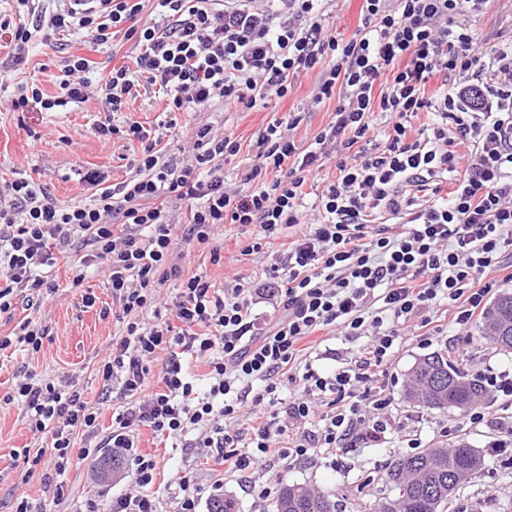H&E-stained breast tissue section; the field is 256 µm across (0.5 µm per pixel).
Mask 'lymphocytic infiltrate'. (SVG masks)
Returning <instances> with one entry per match:
<instances>
[{"label": "lymphocytic infiltrate", "mask_w": 512, "mask_h": 512, "mask_svg": "<svg viewBox=\"0 0 512 512\" xmlns=\"http://www.w3.org/2000/svg\"><path fill=\"white\" fill-rule=\"evenodd\" d=\"M318 2L153 0L154 15L146 18L143 0H59L48 29L96 45L121 32L140 52L95 88L87 59L70 56L59 70L58 94L21 84L11 100L17 112L33 103L53 112L95 90L107 111L119 112L138 88L156 86L171 112H207L218 99L248 112L287 96L297 75L314 71L313 105L337 100L311 146L292 136L300 114L268 123L246 193L224 180L238 141L208 123L195 127L189 147L169 155L140 122H100L98 134L138 141L140 151L135 177L116 187L85 173L97 189L87 204L61 205L46 186L25 178L0 182V314L15 300L55 294L58 259L82 246L103 268L114 316L125 326L98 368L104 386L129 399L112 419L108 444L130 460L134 488L113 499L112 512H158L157 462L138 449L142 427L190 448L223 449L243 477L274 458L380 441L391 401L374 387V368L388 365L405 332L429 324L441 305L467 328L489 292L476 279L512 247V42L488 46L476 36L473 24L488 0H362V25L346 40L329 29ZM377 113L388 131L372 148ZM422 114L426 122L413 126ZM330 160L336 177L321 194V211L303 221L304 187ZM436 177L451 186L442 201L400 205L406 183L426 187ZM180 204L188 238L200 245L225 224H255L267 238L290 228L297 235L262 288L219 290L185 276L173 257L170 211ZM385 210L403 225L399 236L373 231L372 217ZM170 281L179 285L173 312L141 323L140 313L157 306ZM256 297L278 309L272 323L252 317ZM331 327L367 337L364 355L328 376L306 370L304 395L288 402L283 423L258 428L241 446L233 424L246 402L275 401L300 341ZM189 356L205 360L207 391L188 373ZM157 358L160 385L149 392L145 381ZM316 396L330 397L331 409L309 433L303 426L315 414ZM15 398L32 432L49 434L52 448L25 461L44 470L54 497H62L76 435H85L86 454L99 450L98 410L69 375L54 382L25 374Z\"/></svg>", "instance_id": "1"}]
</instances>
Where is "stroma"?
<instances>
[{
  "label": "stroma",
  "instance_id": "1",
  "mask_svg": "<svg viewBox=\"0 0 512 512\" xmlns=\"http://www.w3.org/2000/svg\"><path fill=\"white\" fill-rule=\"evenodd\" d=\"M51 47L31 53L20 66L12 64V49L7 39L0 38V64L13 66L16 83H37L45 94L58 91L55 77L62 57L78 55L88 59L89 79L104 83L112 68L130 63L134 54L131 41L116 35L104 45L80 42L68 35L50 37ZM317 76L313 73L296 78L291 93L283 99H272L267 107L249 112L215 103L208 112H177L166 110L167 100L161 93L139 95L131 99L124 112L114 115L117 125L137 121L156 129L163 145L176 150L177 137L192 132L198 124L209 122L215 128L232 133L240 144L236 157L224 165L229 181L241 182L253 165L256 141L272 117L287 118L289 113H302L303 119L294 130L296 141L311 143L316 134L331 120L335 100L312 106ZM14 90L0 88V176L34 180L50 187L62 204L89 202L92 186L82 182L79 174L97 171L105 175L107 184L115 185L136 175L131 161L139 145L118 136L105 137L95 131L106 114L100 98L68 107L59 112H46L38 107L16 112L11 107ZM175 129H168V121ZM174 246L181 256L185 275H199L216 287L235 284L258 286L276 257L288 246L287 234L263 240L259 251L240 256L243 247L252 244L254 226L228 224L221 229L217 243L224 254L222 263H214L209 248L189 243L186 239L184 209H175ZM68 264L57 271L59 290L42 304L27 306L18 301L14 311L0 316V336L16 333L25 320L46 327L47 334L39 352L15 349L0 351V512H15L20 501H28L32 512H78L85 503H96L100 512H107L113 497L123 494L131 479L132 466L120 461L115 467L103 465L96 456L73 458L68 471L65 495L52 500L45 490L42 472H28L24 448L38 449L50 444L49 435L33 436L21 406L10 395L18 374L31 372L45 380L62 374L79 379L83 398L96 405L97 435L106 437L112 430V415L122 410L126 401L119 391H106L98 368L108 358L112 343L123 333V326L111 315L112 292L99 266L87 270L84 288H92L96 296L93 307L82 301L84 288L68 287ZM480 322L459 329L451 312L432 314L431 322L416 327L414 335L404 337L395 359L383 367L378 384L391 399L390 427L385 438L364 448H315L305 457L292 461H274L255 471L250 479L225 471L215 449L173 447L171 441L155 436L150 429H141L137 443L140 451L154 455L157 476L154 490L159 512H175L181 496L174 482L177 473L192 476L201 495L198 512H210L213 493L232 499L235 512H272V500H263L250 490L251 485L307 484L335 494L343 512H372L389 490L381 475L390 460L408 454V441L417 438L420 447L446 446L460 436L485 453L483 471L476 474L460 492V505L465 512H507L512 507V468L500 458L490 456V445L497 437L495 426H474L467 423L463 412L453 409H429L408 403L404 390L408 373L417 359L459 343L465 349L462 360L470 374L483 376L488 371H512V351H502L482 338ZM367 340L348 338L333 332L310 337L299 362L322 375L353 365L362 355Z\"/></svg>",
  "mask_w": 512,
  "mask_h": 512
}]
</instances>
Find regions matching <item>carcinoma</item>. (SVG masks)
Listing matches in <instances>:
<instances>
[{
    "label": "carcinoma",
    "mask_w": 512,
    "mask_h": 512,
    "mask_svg": "<svg viewBox=\"0 0 512 512\" xmlns=\"http://www.w3.org/2000/svg\"><path fill=\"white\" fill-rule=\"evenodd\" d=\"M483 332L494 345L512 350V293L504 291L483 317ZM407 398L431 409L456 408L462 412L487 402V389L479 376L467 374L448 351L428 354L414 364L409 375ZM484 467L482 452L458 437L450 446L423 448L391 460L382 480L390 494L375 512H463L455 505L457 494ZM273 512H338L335 496L304 484L283 485Z\"/></svg>",
    "instance_id": "cac0c4a2"
}]
</instances>
